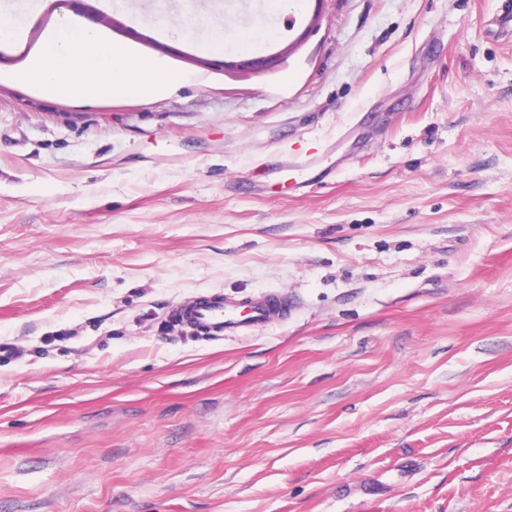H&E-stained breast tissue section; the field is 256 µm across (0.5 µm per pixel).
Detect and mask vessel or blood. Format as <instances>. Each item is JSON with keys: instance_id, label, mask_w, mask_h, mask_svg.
Returning <instances> with one entry per match:
<instances>
[{"instance_id": "b4317fda", "label": "vessel or blood", "mask_w": 512, "mask_h": 512, "mask_svg": "<svg viewBox=\"0 0 512 512\" xmlns=\"http://www.w3.org/2000/svg\"><path fill=\"white\" fill-rule=\"evenodd\" d=\"M324 158L313 152L294 163H282L278 183H311L325 172ZM293 307L287 295L263 292L244 297L214 293L186 301L181 307V319L191 332L209 338L247 336L259 327L287 314Z\"/></svg>"}]
</instances>
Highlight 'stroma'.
I'll return each instance as SVG.
<instances>
[{"instance_id": "35a3bbf8", "label": "stroma", "mask_w": 512, "mask_h": 512, "mask_svg": "<svg viewBox=\"0 0 512 512\" xmlns=\"http://www.w3.org/2000/svg\"><path fill=\"white\" fill-rule=\"evenodd\" d=\"M29 2L1 71L68 11L192 80L0 82V512H512V0ZM261 22L266 70L196 46ZM215 291L294 307L193 335ZM324 161L318 150L292 164L285 161L278 168V184L288 188L290 182L295 184L312 183L320 173L334 171L331 164L323 165Z\"/></svg>"}]
</instances>
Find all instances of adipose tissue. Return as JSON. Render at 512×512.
Masks as SVG:
<instances>
[{"instance_id": "1", "label": "adipose tissue", "mask_w": 512, "mask_h": 512, "mask_svg": "<svg viewBox=\"0 0 512 512\" xmlns=\"http://www.w3.org/2000/svg\"><path fill=\"white\" fill-rule=\"evenodd\" d=\"M5 78L58 100L94 102L124 96L148 102L189 76L173 71L162 59L113 45L96 28L66 14L28 62Z\"/></svg>"}]
</instances>
